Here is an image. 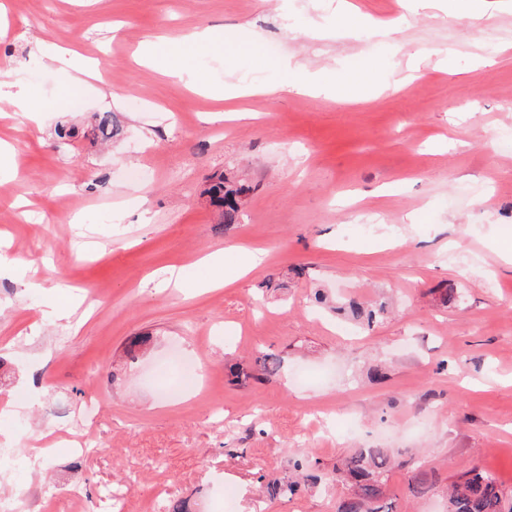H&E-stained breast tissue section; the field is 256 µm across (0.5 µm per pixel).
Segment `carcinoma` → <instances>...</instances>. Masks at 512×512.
<instances>
[{"label": "carcinoma", "instance_id": "carcinoma-1", "mask_svg": "<svg viewBox=\"0 0 512 512\" xmlns=\"http://www.w3.org/2000/svg\"><path fill=\"white\" fill-rule=\"evenodd\" d=\"M91 134L108 140L118 134L119 124L111 112H99L93 116ZM249 187L231 184L220 177L207 189L212 204L221 211L222 223H238L239 211ZM346 309L351 318L369 327L385 314L386 306L366 310L359 303L351 301ZM394 465L391 456L383 448H369L348 457L343 467L336 470V478L350 485V492L336 503V512H393L385 502L383 487L388 472ZM409 489L421 495L431 489L428 474L417 471L410 476ZM503 491L495 477L483 469L472 466L463 475V480L451 485L448 490L447 512H503Z\"/></svg>", "mask_w": 512, "mask_h": 512}]
</instances>
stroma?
I'll use <instances>...</instances> for the list:
<instances>
[{
  "mask_svg": "<svg viewBox=\"0 0 512 512\" xmlns=\"http://www.w3.org/2000/svg\"><path fill=\"white\" fill-rule=\"evenodd\" d=\"M350 2L355 35L318 39L306 29L336 27L338 0H0V70L16 73L0 86L16 152L0 253L25 261L0 276V443L33 461L0 460V486L51 493L54 512L73 488L94 510L118 489L130 512L158 496L210 512L221 492L228 512H335L340 461L386 448L394 512H442L475 465L512 507V11L490 0L475 25L449 21L455 0L435 17ZM375 19L399 38L371 34ZM203 27L223 48L184 53L177 36ZM151 35L210 86L261 94L217 100L139 66ZM38 38L98 59L103 83L66 88L32 56ZM359 70L371 84L349 100L280 89ZM26 91L42 125L11 104ZM105 111L122 131L100 143L88 128ZM219 176L251 188L229 226L206 193ZM234 245L264 264L239 274ZM218 251L233 283L201 287ZM172 268L181 286L161 285ZM318 291L390 313L357 325ZM173 350L200 375L165 399L183 378L157 368ZM73 432L95 448L59 454ZM416 468L436 481L422 496ZM277 480L297 492L270 497Z\"/></svg>",
  "mask_w": 512,
  "mask_h": 512,
  "instance_id": "35a3bbf8",
  "label": "stroma"
}]
</instances>
